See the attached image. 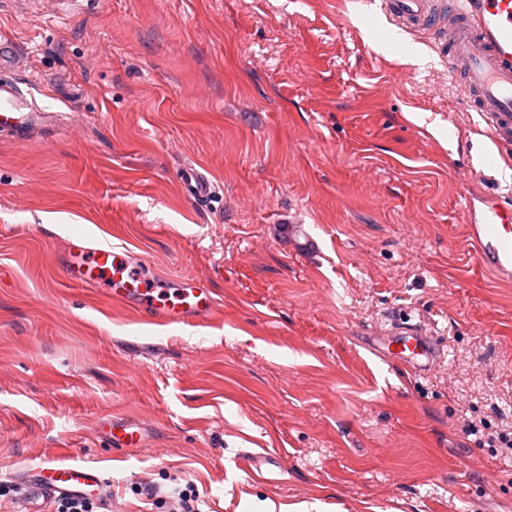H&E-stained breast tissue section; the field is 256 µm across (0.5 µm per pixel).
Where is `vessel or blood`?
<instances>
[{"mask_svg":"<svg viewBox=\"0 0 512 512\" xmlns=\"http://www.w3.org/2000/svg\"><path fill=\"white\" fill-rule=\"evenodd\" d=\"M383 8L403 30L436 36L462 84L464 105L480 113L497 147L511 149L512 0H383ZM39 117L31 94L0 76V132L24 137ZM179 180L193 201H209L216 193L215 183L195 166L183 167ZM467 222L481 264L512 277V207L491 201L482 211H468ZM61 266L71 282L105 285L110 297L144 313L153 325L199 324L216 307L200 281L143 277L130 270L125 255L105 246L87 248L81 238L71 240ZM383 346L387 357L415 376L430 374L445 360L433 337L411 324L393 327ZM105 433L115 446L142 440L125 424H112ZM28 482L43 497L95 492L103 485L97 470L55 456L32 469Z\"/></svg>","mask_w":512,"mask_h":512,"instance_id":"vessel-or-blood-1","label":"vessel or blood"}]
</instances>
